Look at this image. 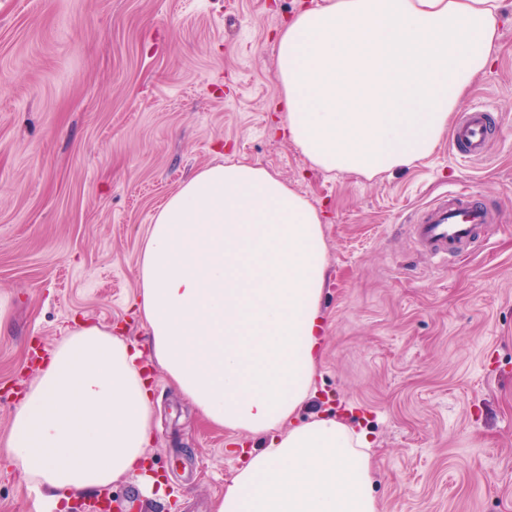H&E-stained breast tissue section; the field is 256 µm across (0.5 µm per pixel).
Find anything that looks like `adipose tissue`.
Masks as SVG:
<instances>
[{"label": "adipose tissue", "instance_id": "obj_1", "mask_svg": "<svg viewBox=\"0 0 512 512\" xmlns=\"http://www.w3.org/2000/svg\"><path fill=\"white\" fill-rule=\"evenodd\" d=\"M501 0H318L277 35L282 135L311 165L373 179L429 157L493 60ZM327 279L319 211L267 169L207 165L159 208L134 314L150 358L210 424L258 449L213 512H377L366 432L315 393ZM138 349L82 323L46 355L0 463L59 512L141 471L153 441Z\"/></svg>", "mask_w": 512, "mask_h": 512}]
</instances>
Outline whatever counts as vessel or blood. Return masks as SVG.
Returning <instances> with one entry per match:
<instances>
[{
    "mask_svg": "<svg viewBox=\"0 0 512 512\" xmlns=\"http://www.w3.org/2000/svg\"><path fill=\"white\" fill-rule=\"evenodd\" d=\"M488 112L487 106L474 104L459 114L449 137V151L456 165L468 167L488 158ZM495 222L478 196L451 191L420 211L410 234L424 255L444 266L449 257Z\"/></svg>",
    "mask_w": 512,
    "mask_h": 512,
    "instance_id": "b4317fda",
    "label": "vessel or blood"
}]
</instances>
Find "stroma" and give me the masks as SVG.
Returning a JSON list of instances; mask_svg holds the SVG:
<instances>
[{
    "instance_id": "1",
    "label": "stroma",
    "mask_w": 512,
    "mask_h": 512,
    "mask_svg": "<svg viewBox=\"0 0 512 512\" xmlns=\"http://www.w3.org/2000/svg\"><path fill=\"white\" fill-rule=\"evenodd\" d=\"M315 2L0 0V448L35 348L90 319L148 350L132 305L152 217L191 173L231 160L322 216V353L297 420L370 435L378 512H512V0L494 66L462 99L491 110L489 161L454 167L443 139L372 180L316 168L273 132L276 34ZM452 184L499 222L439 267L408 227ZM151 372L161 484L129 476L105 492L137 512H212L254 442ZM46 509L23 472L0 468V512Z\"/></svg>"
}]
</instances>
